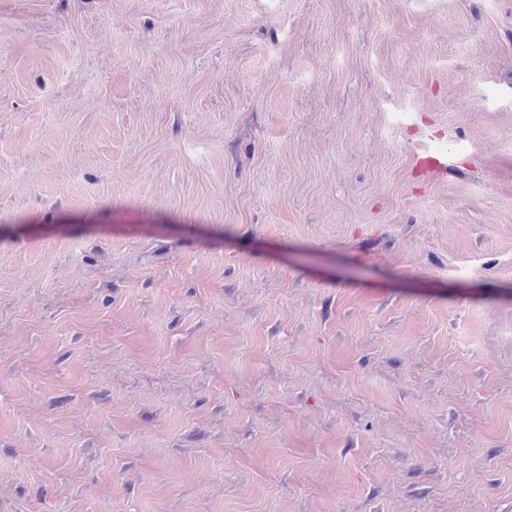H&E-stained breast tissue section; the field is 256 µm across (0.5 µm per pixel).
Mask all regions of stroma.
Masks as SVG:
<instances>
[{
	"label": "stroma",
	"mask_w": 512,
	"mask_h": 512,
	"mask_svg": "<svg viewBox=\"0 0 512 512\" xmlns=\"http://www.w3.org/2000/svg\"><path fill=\"white\" fill-rule=\"evenodd\" d=\"M0 512H512V0H0Z\"/></svg>",
	"instance_id": "35a3bbf8"
}]
</instances>
